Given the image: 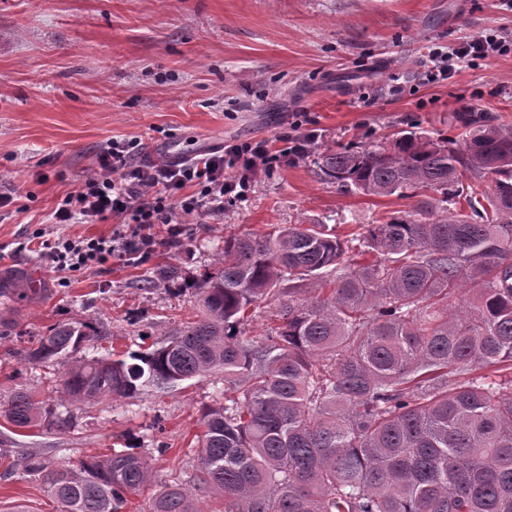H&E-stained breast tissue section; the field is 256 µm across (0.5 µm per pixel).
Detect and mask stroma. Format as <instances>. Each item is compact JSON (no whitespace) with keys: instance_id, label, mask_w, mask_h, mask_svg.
Returning a JSON list of instances; mask_svg holds the SVG:
<instances>
[{"instance_id":"35a3bbf8","label":"stroma","mask_w":512,"mask_h":512,"mask_svg":"<svg viewBox=\"0 0 512 512\" xmlns=\"http://www.w3.org/2000/svg\"><path fill=\"white\" fill-rule=\"evenodd\" d=\"M497 30L512 33L500 0H0V278L17 287L0 302L13 322L0 343V408L21 390L51 408L62 373L79 361L146 348L198 311L192 281L211 269L226 234L321 221L341 233L412 202L345 191L313 158L261 174L245 200L186 221L179 237L155 226L147 259H110L60 275L41 237L111 235L113 221L54 224L50 214L90 174L111 139L138 140L145 158L171 162L227 140H274L306 117L316 148L389 141L410 129L459 137L476 119L512 124V52L422 81L428 47ZM177 267L189 286L161 279ZM155 285L143 287L145 277ZM92 319L100 338L54 362L34 363L31 337L55 323ZM224 377L159 394L70 405V428L15 430L0 419V448L46 464L133 447L155 488L188 485L198 468L204 407L222 402ZM57 512L40 475L16 466L0 480V512Z\"/></svg>"}]
</instances>
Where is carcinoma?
<instances>
[{"label":"carcinoma","instance_id":"obj_1","mask_svg":"<svg viewBox=\"0 0 512 512\" xmlns=\"http://www.w3.org/2000/svg\"><path fill=\"white\" fill-rule=\"evenodd\" d=\"M315 164L344 188L414 204L358 234L285 224L225 236L192 284L199 318L157 346L69 368L59 406L224 374V403L201 412L197 473L159 490L151 512H202L213 493L224 512H512V124L470 123L461 145L402 130ZM468 176L490 183L471 191ZM463 286L469 306L448 312ZM269 297L279 309L254 340L246 322ZM99 335L60 322L29 340L28 358ZM0 416L17 430L70 427L26 392ZM25 468L62 512H125L151 480L132 448L74 467L31 453Z\"/></svg>","mask_w":512,"mask_h":512}]
</instances>
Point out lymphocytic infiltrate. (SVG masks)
Masks as SVG:
<instances>
[{
	"mask_svg": "<svg viewBox=\"0 0 512 512\" xmlns=\"http://www.w3.org/2000/svg\"><path fill=\"white\" fill-rule=\"evenodd\" d=\"M512 50V37L489 33L452 47L431 48L424 62L423 81L436 83L454 77L459 67L487 61ZM315 131L294 121L277 135L281 150L268 141H229L220 148L174 164L140 161L139 142L114 140L97 155V171L58 202L56 224H96L115 217L122 228L111 237L43 241L42 249L59 272H76L112 257H148L155 247L154 225L178 233L183 218L208 211L220 213L225 203L245 199L258 175L305 157Z\"/></svg>",
	"mask_w": 512,
	"mask_h": 512,
	"instance_id": "f902f5d3",
	"label": "lymphocytic infiltrate"
}]
</instances>
